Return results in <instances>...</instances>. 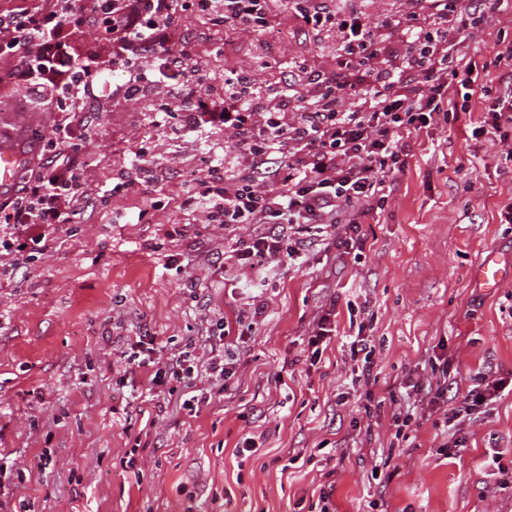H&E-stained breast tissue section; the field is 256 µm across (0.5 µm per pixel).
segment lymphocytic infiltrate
Returning a JSON list of instances; mask_svg holds the SVG:
<instances>
[{"instance_id": "lymphocytic-infiltrate-1", "label": "lymphocytic infiltrate", "mask_w": 512, "mask_h": 512, "mask_svg": "<svg viewBox=\"0 0 512 512\" xmlns=\"http://www.w3.org/2000/svg\"><path fill=\"white\" fill-rule=\"evenodd\" d=\"M275 0H197L200 11L215 15L233 32L270 29ZM372 0H307L296 16L305 31H333L336 69L354 72L343 84L312 71L307 63H289L306 74L318 92L298 95L292 82L256 88L237 69L224 72V99L211 105L198 89L179 78L193 54L189 42L172 47L165 27L186 6L182 0H95L94 15L107 31L114 62L132 63L134 50L151 55L149 80L169 98L182 102L188 124L198 130L220 127L236 145L231 166L210 161L205 176L194 179L182 205L201 211L209 224H272L271 234L240 242L232 257L243 269L259 270L280 256H297L311 230L331 232L348 249L364 245L360 218L386 203V184L403 173L409 146L406 135L447 120L443 106L450 88L472 90L477 63L455 54V39L487 17L512 22V0H476L456 6L451 0H411L410 11L373 16ZM85 15L74 0L50 7L0 11V53L18 58L1 80L38 95L39 103L65 113L53 130L51 154L42 170L16 194L0 202V236L7 251L32 249L46 228L72 223L85 196L78 154L87 131L82 117L89 99L100 96L106 70L94 56L77 53L74 37ZM402 29L406 39L398 66L369 75L359 72L365 55L381 54L380 31ZM423 76L425 88L414 87ZM133 366L155 367L154 386L183 380L182 402L189 415L223 381L230 369L223 350L208 359L209 382L199 383L198 359L189 351L162 360L154 339L140 337L131 346ZM499 385L477 374L461 404L443 420L449 455L465 448L464 424L492 403Z\"/></svg>"}]
</instances>
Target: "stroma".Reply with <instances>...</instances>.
Here are the masks:
<instances>
[{"label":"stroma","mask_w":512,"mask_h":512,"mask_svg":"<svg viewBox=\"0 0 512 512\" xmlns=\"http://www.w3.org/2000/svg\"><path fill=\"white\" fill-rule=\"evenodd\" d=\"M174 27L193 46L191 73L217 99L228 69L249 68L261 87L287 79V70L258 69L268 57L335 68L331 50L297 32L285 8L267 32L229 36L190 10ZM505 35L512 28L491 17L456 41L484 64L478 82L495 92ZM148 65L106 75L111 94L92 108L80 155L86 196L73 223L50 228L45 247L0 255V454L40 472L0 484V512H318L324 490L338 512H512V495L488 491L484 467L491 449L512 448V224L499 219L512 200V157L474 133L484 99L473 95L469 111L411 134L384 210L363 219L360 253L311 236L303 266L260 274L226 254L268 225L207 224L181 205L205 158L233 155L232 140L220 128L183 134L176 117L155 123L167 100L154 88L125 99L134 68ZM0 99L9 103L0 137L27 153L28 177L59 115L1 83ZM140 151L145 172L135 166ZM122 179L130 187L113 191ZM489 251L509 269L493 291L471 277ZM331 305L336 334L313 365L308 336ZM362 323L377 377L367 388L352 384L359 364L349 350ZM144 335L166 358L190 343L205 360L223 341L235 373L188 416L184 384L154 390L152 368L126 364ZM441 356L447 398L396 438L391 415L405 400L395 385L429 374ZM479 371L503 387L466 422L465 450L439 454L443 417ZM248 436L257 453H241Z\"/></svg>","instance_id":"35a3bbf8"}]
</instances>
